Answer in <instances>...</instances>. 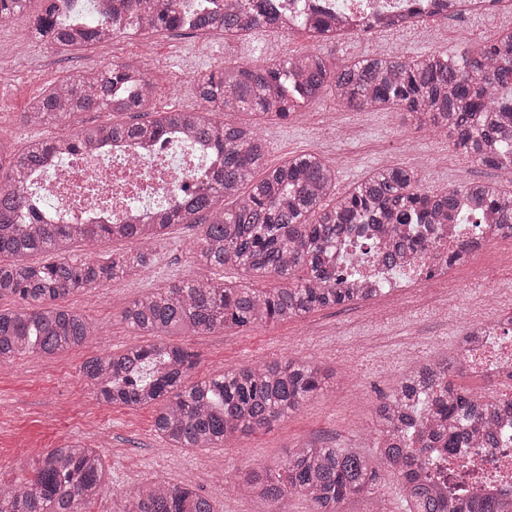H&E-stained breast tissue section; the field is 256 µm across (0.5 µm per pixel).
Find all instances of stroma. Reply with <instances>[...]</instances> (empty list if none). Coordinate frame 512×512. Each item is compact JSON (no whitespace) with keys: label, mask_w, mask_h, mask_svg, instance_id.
Instances as JSON below:
<instances>
[{"label":"stroma","mask_w":512,"mask_h":512,"mask_svg":"<svg viewBox=\"0 0 512 512\" xmlns=\"http://www.w3.org/2000/svg\"><path fill=\"white\" fill-rule=\"evenodd\" d=\"M511 30L512 16L451 14L397 32L383 42L359 34L342 43L317 46L298 31H260L240 39L219 33L129 32L113 41L110 60H140L156 86L155 108L164 111L195 106L196 76L222 65L313 48L339 64L381 51L414 57L434 49L480 47ZM105 63L94 46L67 55L56 53L36 39L25 22L0 29V136L20 149L31 141L61 135V128L53 124L26 123L29 102L60 79L102 69ZM232 119L257 126L266 144L265 168L315 151L335 169L340 192L385 166L417 168L425 186L433 190L496 178L495 171L452 151L447 141L429 136L414 117L397 108L344 110L326 96L279 124L262 122L247 112L233 113ZM200 232L194 224L175 225L153 243L146 268L67 297L68 305L99 320L102 335L61 355L28 354L0 368V479L16 477L18 459L79 439L102 446L111 471L112 484L102 490L94 512H117L120 494L153 479L192 486L214 497L220 512H266L265 503L235 492L238 478L254 469L275 467L289 451L307 444L374 453L371 426L380 398L435 352L455 354L472 319L512 312L510 238L469 253L449 268L447 278L398 298L383 294L274 326L228 328L186 338L185 346L196 355L192 371L196 379L281 358L312 362L327 379L321 393L299 410L241 435L232 446L173 448L156 434L152 409L99 404L80 368L102 350L147 344V337L121 320L122 311L141 295L204 276L248 283L240 269L217 270L202 264ZM488 287L494 290L489 297L484 294Z\"/></svg>","instance_id":"stroma-1"}]
</instances>
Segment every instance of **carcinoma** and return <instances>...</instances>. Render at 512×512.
Masks as SVG:
<instances>
[{
	"label": "carcinoma",
	"mask_w": 512,
	"mask_h": 512,
	"mask_svg": "<svg viewBox=\"0 0 512 512\" xmlns=\"http://www.w3.org/2000/svg\"><path fill=\"white\" fill-rule=\"evenodd\" d=\"M29 0H0V24L23 18ZM30 21L34 33L61 51L96 46L127 31L134 17L147 34L220 31L251 34L276 26L302 29L315 42L333 41L332 22L298 16L283 22L277 4L236 5L218 0H112V11L95 24L83 21L84 0H68L64 17L56 0H43ZM293 82H288V75ZM198 104L158 112L151 119L154 85L133 61L114 63L92 75L66 77L36 98L26 112L33 125H65L81 112H130L129 123L82 126L71 134L17 151L0 138V299L20 300L0 308V366L38 353L82 346L99 325L63 306L69 295L123 278L148 264V245L176 224L201 225L199 256L208 267L236 266L255 278L277 277L285 288H232L221 278L174 282L134 300L121 319L157 342L104 352L84 362L82 376L97 400L155 409L154 430L173 448H224L240 435L265 428L298 410L322 389L321 370L308 361L284 359L239 366L189 380L195 354L165 342L169 336H199L301 318L323 308L366 301L378 288H352L353 276L336 265V246L368 242L384 270L437 238L460 204L489 207L498 236L512 237V194L495 183L474 181L435 192L418 171L382 168L336 195V171L316 153L299 154L256 178L264 143L254 125L238 124L231 112H250L266 122H284L324 95L351 110L391 107L430 122L434 134L473 162L512 175V31L490 45L455 51L430 50L415 59L376 54L338 66L316 51L261 63L219 67L196 80ZM178 131L205 143L220 157L203 187H184L148 224H49L30 207L23 179L58 157L92 150L114 139L130 142ZM250 186L246 194L240 190ZM235 199L227 210L220 201ZM131 240L141 248L104 264L70 257L73 243L96 248ZM34 253L55 260L32 263ZM463 358L435 356L407 373L375 409L374 456L354 448L305 445L288 453L280 470L246 473L237 486L270 510L285 498L308 499L313 512H340L356 497H372L390 476L402 490L407 512H512V490L474 499L455 488L441 492L423 458L442 447L450 452L502 448L512 437V398L491 403L454 385ZM108 474L96 448L74 442L20 462L19 475L0 482V512H90ZM119 512H219L215 501L188 487L148 482L122 495Z\"/></svg>",
	"instance_id": "cac0c4a2"
}]
</instances>
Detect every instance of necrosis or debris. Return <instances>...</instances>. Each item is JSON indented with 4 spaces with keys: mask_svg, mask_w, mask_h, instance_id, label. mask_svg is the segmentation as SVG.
I'll return each instance as SVG.
<instances>
[{
    "mask_svg": "<svg viewBox=\"0 0 512 512\" xmlns=\"http://www.w3.org/2000/svg\"><path fill=\"white\" fill-rule=\"evenodd\" d=\"M282 15L313 14L320 9L332 23L350 29L380 20L386 23L430 17L434 0H279ZM205 147L189 146L180 136L135 144L111 142L92 152H76L53 167L29 177L27 195L41 214L54 224L144 223L159 206L175 199L177 188L196 183V174L211 162ZM486 228L474 230L468 224H448L435 244L408 258L405 266L392 274H377L371 259L361 258L355 243L336 249L337 258H348L363 280H375L377 287L402 293L418 287L423 271L464 240L479 247L494 243L488 226L495 221L491 210L481 218ZM477 337H462L467 370L486 375L492 381L512 378V336L502 324L478 322ZM445 475L468 494L482 496L493 487L512 486V447L485 448L470 463L447 457Z\"/></svg>",
    "mask_w": 512,
    "mask_h": 512,
    "instance_id": "necrosis-or-debris-1",
    "label": "necrosis or debris"
}]
</instances>
